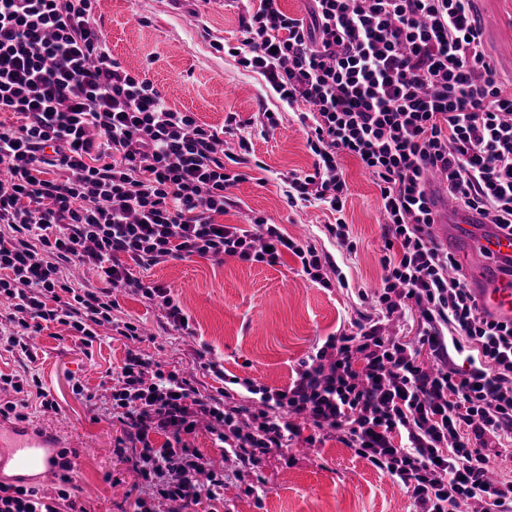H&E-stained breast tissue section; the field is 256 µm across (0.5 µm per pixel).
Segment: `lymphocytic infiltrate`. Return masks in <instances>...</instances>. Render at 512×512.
<instances>
[{"instance_id":"f902f5d3","label":"lymphocytic infiltrate","mask_w":512,"mask_h":512,"mask_svg":"<svg viewBox=\"0 0 512 512\" xmlns=\"http://www.w3.org/2000/svg\"><path fill=\"white\" fill-rule=\"evenodd\" d=\"M98 0H0V299L10 329L5 350L31 357L29 338L50 325L80 346L110 327L131 341L110 372L108 415L122 435L114 452L131 462L139 493L131 512H232L226 477L254 479L270 453L287 457L296 438L333 437L406 489L415 512H512V478L491 479L512 447V323L483 312L456 258L432 233L431 176L484 223L512 231V94L491 64L472 0H311L308 18L280 0H257L229 47L261 75L279 110L257 119L275 130L293 109L314 156L289 172L290 206L319 201L342 211L341 160L358 161L380 193L385 216L382 286L373 315L353 332L327 337L284 388L224 372L208 345L198 373L166 368L134 349L141 328L112 316L124 288L158 308L166 331L192 333L173 289L145 270L194 257L274 265L289 253L323 288L347 286L341 267L316 246L264 217L251 228L219 220L231 188L246 181L251 143L225 156L222 127L171 108L153 81L113 59L100 37ZM98 283H76L74 266ZM419 314L418 344L385 332L408 308ZM429 349L436 367L418 359ZM465 356L466 370L451 367ZM223 381L219 395L201 375ZM29 370L0 374V418L24 419L30 396L56 403ZM248 392L235 401L234 385ZM309 436H302V426ZM206 428L223 468L189 447ZM163 436L154 444V436ZM73 465L48 489L0 484V512H86L72 494Z\"/></svg>"}]
</instances>
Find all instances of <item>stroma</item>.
<instances>
[{
	"mask_svg": "<svg viewBox=\"0 0 512 512\" xmlns=\"http://www.w3.org/2000/svg\"><path fill=\"white\" fill-rule=\"evenodd\" d=\"M194 7L200 17L191 15ZM246 9L245 0H199L194 6L189 0H99L97 13L113 58L128 70L147 73L170 107L215 127L229 112L248 120L242 135L251 141L253 166L248 180L233 188L236 204L223 223L244 226L251 215H264L288 236L330 253L348 285L327 289L311 283L289 254L273 266L196 257L146 272L148 279L174 289L194 335L166 333L159 311L122 288L112 293L113 315L146 327L138 344L144 354L189 369L195 349L205 343L222 359L226 374L283 388L318 340L350 331L353 321L370 314L358 294L381 284L383 224L379 190L351 159L344 162L348 194L342 212L318 203L289 206L286 175L310 170L314 162L306 134L289 113L268 133L254 124L257 112L273 106V97L258 73L215 48L236 42ZM473 13L499 76L512 82V0H475ZM339 218L349 226L353 251L327 234V225ZM30 344L37 355L32 372L57 408L42 411L38 399H31L28 425L48 430L74 451V494L87 512H126L137 494V478L112 452L120 425L105 417L104 407L110 395L107 374L122 365L128 341L106 337L86 350L53 325L32 336ZM77 381L83 392L73 391ZM292 453L288 463L278 454L267 456L259 469L261 496L226 484L224 497L235 512H414L412 500L386 473L337 439L310 450L299 440Z\"/></svg>",
	"mask_w": 512,
	"mask_h": 512,
	"instance_id": "obj_1",
	"label": "stroma"
}]
</instances>
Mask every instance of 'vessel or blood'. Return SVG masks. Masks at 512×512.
Masks as SVG:
<instances>
[{
  "mask_svg": "<svg viewBox=\"0 0 512 512\" xmlns=\"http://www.w3.org/2000/svg\"><path fill=\"white\" fill-rule=\"evenodd\" d=\"M438 229L451 248L479 250L486 263L472 278V292L492 318L512 321V276L503 274L497 265L498 260L512 258V232L475 222L465 214L456 223L439 224ZM62 461V450L48 433L0 421V470H50L59 468Z\"/></svg>",
  "mask_w": 512,
  "mask_h": 512,
  "instance_id": "b4317fda",
  "label": "vessel or blood"
}]
</instances>
